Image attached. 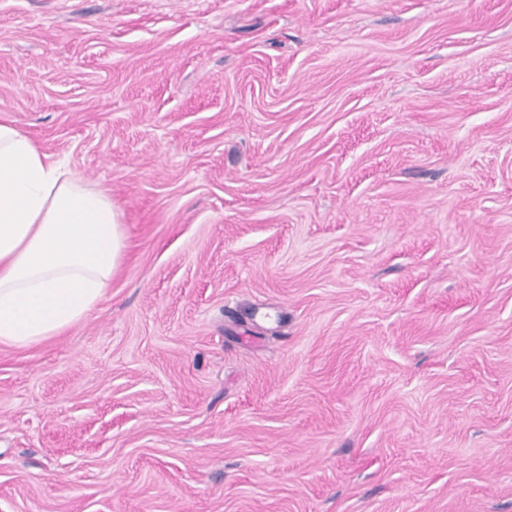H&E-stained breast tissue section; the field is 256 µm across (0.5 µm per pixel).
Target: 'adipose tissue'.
<instances>
[{
    "label": "adipose tissue",
    "mask_w": 512,
    "mask_h": 512,
    "mask_svg": "<svg viewBox=\"0 0 512 512\" xmlns=\"http://www.w3.org/2000/svg\"><path fill=\"white\" fill-rule=\"evenodd\" d=\"M126 248L111 196L0 118V344L31 347L83 321Z\"/></svg>",
    "instance_id": "1"
}]
</instances>
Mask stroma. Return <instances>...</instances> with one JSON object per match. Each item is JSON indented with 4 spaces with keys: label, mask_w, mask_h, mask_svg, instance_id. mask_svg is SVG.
<instances>
[{
    "label": "stroma",
    "mask_w": 512,
    "mask_h": 512,
    "mask_svg": "<svg viewBox=\"0 0 512 512\" xmlns=\"http://www.w3.org/2000/svg\"><path fill=\"white\" fill-rule=\"evenodd\" d=\"M0 115L127 237L0 512H512V0H0Z\"/></svg>",
    "instance_id": "stroma-1"
}]
</instances>
